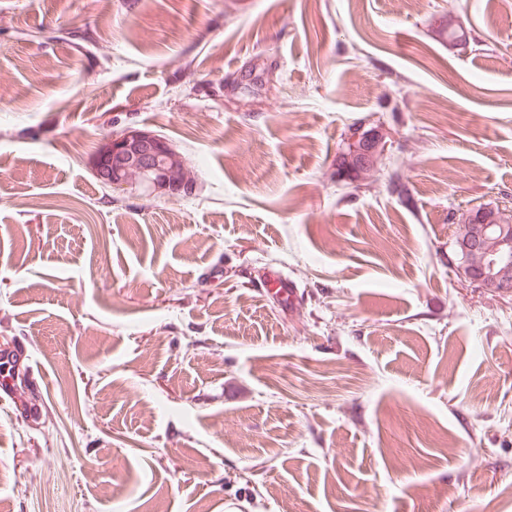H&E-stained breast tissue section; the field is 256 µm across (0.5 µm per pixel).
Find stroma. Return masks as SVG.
<instances>
[{"label":"stroma","instance_id":"1","mask_svg":"<svg viewBox=\"0 0 512 512\" xmlns=\"http://www.w3.org/2000/svg\"><path fill=\"white\" fill-rule=\"evenodd\" d=\"M130 125L191 195L97 180ZM507 199L512 0H0V512H512V299L449 219ZM371 129L362 131L358 140L348 145V150L342 152L337 161L341 172H354L360 175L363 185L371 187L376 181L378 172L375 145L382 140L381 137H370ZM354 148V149H353ZM19 358L10 353H0V396L10 397L14 387L13 372L16 370Z\"/></svg>","mask_w":512,"mask_h":512}]
</instances>
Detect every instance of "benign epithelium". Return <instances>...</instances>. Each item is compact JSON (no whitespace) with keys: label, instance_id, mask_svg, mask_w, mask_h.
I'll use <instances>...</instances> for the list:
<instances>
[{"label":"benign epithelium","instance_id":"benign-epithelium-1","mask_svg":"<svg viewBox=\"0 0 512 512\" xmlns=\"http://www.w3.org/2000/svg\"><path fill=\"white\" fill-rule=\"evenodd\" d=\"M169 151L164 140L129 126L121 133L107 135L92 156L100 180L117 192L144 188L151 192L168 190L170 174L166 161L147 155L148 150ZM461 257L456 270L460 277L498 296H512V226L474 220L461 227L455 243Z\"/></svg>","mask_w":512,"mask_h":512}]
</instances>
